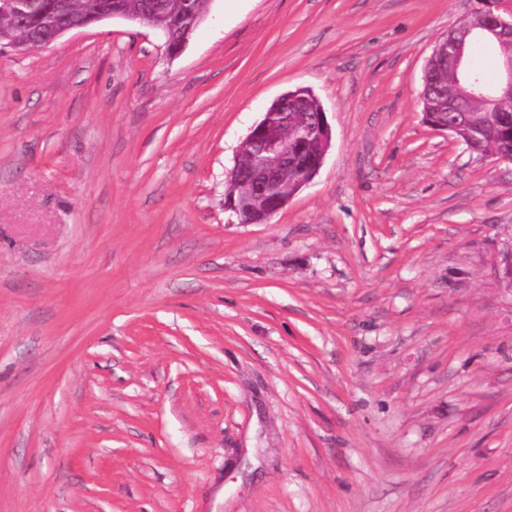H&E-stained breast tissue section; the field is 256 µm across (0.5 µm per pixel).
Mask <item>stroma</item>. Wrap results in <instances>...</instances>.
I'll use <instances>...</instances> for the list:
<instances>
[{"label":"stroma","instance_id":"obj_1","mask_svg":"<svg viewBox=\"0 0 512 512\" xmlns=\"http://www.w3.org/2000/svg\"><path fill=\"white\" fill-rule=\"evenodd\" d=\"M479 0H209L0 50V512H512V162L428 125ZM310 89L313 181L224 207ZM305 97L303 108L301 100L281 94L264 113L263 118L251 127L240 150V158L228 178V187L224 204L237 216L239 223L258 224L259 220H267L287 204L298 184L306 178L304 168L296 169L288 178V173L294 169L305 152L308 135H319L328 142L331 141V128L325 112H319V102L308 91L302 93ZM272 111L281 118L280 128L273 126L269 118ZM318 114L317 121L315 117ZM296 115L293 127L304 132L288 142V122ZM288 181V194H280L278 188ZM253 201L262 202L261 209L252 206Z\"/></svg>","mask_w":512,"mask_h":512}]
</instances>
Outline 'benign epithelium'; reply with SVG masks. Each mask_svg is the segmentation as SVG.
<instances>
[{"mask_svg":"<svg viewBox=\"0 0 512 512\" xmlns=\"http://www.w3.org/2000/svg\"><path fill=\"white\" fill-rule=\"evenodd\" d=\"M68 5L69 0H0V32L37 19L44 29L43 45L47 46L68 31L109 18L120 17L157 27L148 6L129 12L107 0L92 17L84 18L72 13ZM181 14L191 19L189 31L183 36L176 38L168 29H162L167 52L171 56L183 50L191 32L205 18L195 9L193 0H182ZM478 37L498 45L512 44V9L504 16L491 9L466 15L434 46L427 60L425 75L457 74L469 44ZM474 102L482 103L489 112H502L505 105L512 103V55L500 59L495 83L488 85L478 78H470L468 88L447 98L445 109L461 114L469 111ZM300 106L298 98L286 92L281 94L246 136L238 163L229 174L224 200L239 223L267 220L288 204L290 196L278 193V188L288 181V173L304 155L308 136L319 135L331 141V128L323 111L318 114L316 123L303 134L288 138V122Z\"/></svg>","mask_w":512,"mask_h":512,"instance_id":"obj_1","label":"benign epithelium"}]
</instances>
